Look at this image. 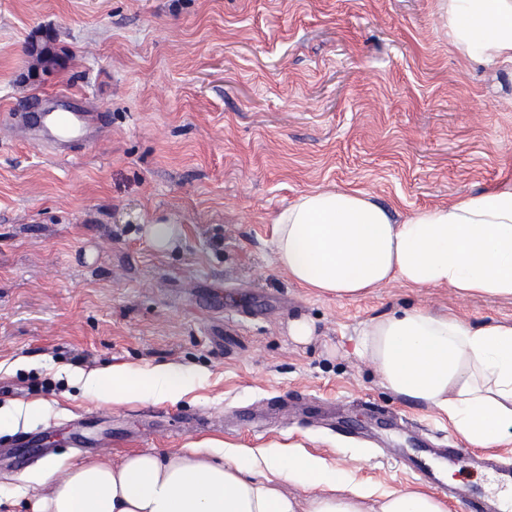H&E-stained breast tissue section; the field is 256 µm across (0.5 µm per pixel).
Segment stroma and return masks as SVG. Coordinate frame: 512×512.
<instances>
[{
	"label": "stroma",
	"instance_id": "35a3bbf8",
	"mask_svg": "<svg viewBox=\"0 0 512 512\" xmlns=\"http://www.w3.org/2000/svg\"><path fill=\"white\" fill-rule=\"evenodd\" d=\"M47 30L67 65L29 77ZM59 93L109 133L67 158L0 134V405L39 406L0 438L42 436L68 464L300 444L378 491L421 488L394 449L462 440L387 388L358 334L417 307L512 323V300L400 282L317 296L276 266L271 221L314 189L400 221L512 184V69L462 57L439 0H0V114ZM153 222L180 227L172 249L152 247ZM159 364L190 375L180 400L111 404L71 379ZM81 418L111 451L73 446ZM448 469L453 489L507 488ZM19 475L0 460V512L38 494Z\"/></svg>",
	"mask_w": 512,
	"mask_h": 512
}]
</instances>
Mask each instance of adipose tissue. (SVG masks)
I'll return each instance as SVG.
<instances>
[{
  "label": "adipose tissue",
  "instance_id": "adipose-tissue-1",
  "mask_svg": "<svg viewBox=\"0 0 512 512\" xmlns=\"http://www.w3.org/2000/svg\"><path fill=\"white\" fill-rule=\"evenodd\" d=\"M448 34L469 60L512 67V0H441ZM279 268L298 287L355 299L393 281L457 295L512 299V186L421 210L395 222L364 194H301L273 219ZM358 352L396 395L447 416L475 448L512 440V324L474 325L416 308L371 320ZM106 402L125 394L180 399L182 372L158 365L79 374ZM30 480V512H448L430 491L376 493L319 456L286 448H187L113 464L50 458ZM307 490L285 493L282 483Z\"/></svg>",
  "mask_w": 512,
  "mask_h": 512
}]
</instances>
